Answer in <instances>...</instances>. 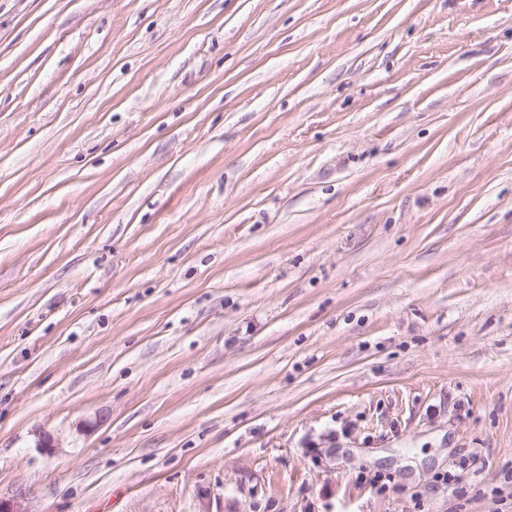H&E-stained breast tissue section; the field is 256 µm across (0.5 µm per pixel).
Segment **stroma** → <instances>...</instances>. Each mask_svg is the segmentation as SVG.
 <instances>
[{
  "label": "stroma",
  "mask_w": 512,
  "mask_h": 512,
  "mask_svg": "<svg viewBox=\"0 0 512 512\" xmlns=\"http://www.w3.org/2000/svg\"><path fill=\"white\" fill-rule=\"evenodd\" d=\"M511 465L512 0H0V498L507 512Z\"/></svg>",
  "instance_id": "1"
}]
</instances>
